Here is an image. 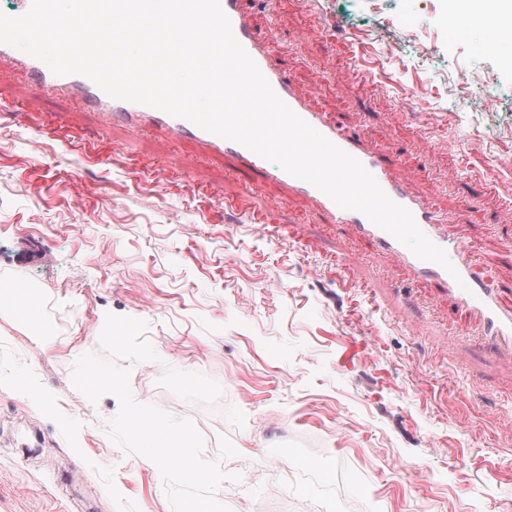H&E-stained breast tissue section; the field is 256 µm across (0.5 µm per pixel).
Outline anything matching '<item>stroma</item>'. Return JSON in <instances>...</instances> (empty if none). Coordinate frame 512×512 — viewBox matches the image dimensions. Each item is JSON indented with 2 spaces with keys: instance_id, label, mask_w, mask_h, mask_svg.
<instances>
[{
  "instance_id": "35a3bbf8",
  "label": "stroma",
  "mask_w": 512,
  "mask_h": 512,
  "mask_svg": "<svg viewBox=\"0 0 512 512\" xmlns=\"http://www.w3.org/2000/svg\"><path fill=\"white\" fill-rule=\"evenodd\" d=\"M241 6L310 109L450 215L449 252L466 245L512 308V58L481 15L457 31L460 0ZM277 168L246 207L291 236L225 209L251 181L228 157L0 68V284L39 300L0 305V512H172L156 465L105 432L117 397L72 384L110 314L144 320L159 356L131 363L135 399L190 419L202 458L240 475L214 492L229 512H512V353Z\"/></svg>"
}]
</instances>
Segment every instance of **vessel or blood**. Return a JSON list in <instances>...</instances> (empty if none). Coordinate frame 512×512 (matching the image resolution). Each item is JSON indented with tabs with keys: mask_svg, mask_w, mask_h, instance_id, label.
<instances>
[{
	"mask_svg": "<svg viewBox=\"0 0 512 512\" xmlns=\"http://www.w3.org/2000/svg\"><path fill=\"white\" fill-rule=\"evenodd\" d=\"M221 6L230 20L234 36L280 99L331 143L356 158L373 175L390 199L412 213L420 230L431 241L439 247H447V216L431 211L394 178L387 155L377 152L363 140L327 120L324 115L309 109L291 88L265 48L253 37L247 18L241 11L240 0H221ZM9 57L15 58L17 65L25 70L36 91L72 98L96 108L105 118H115L130 124H144L176 140L194 138L210 150L231 158L235 167L253 176L262 177L267 173L266 159L241 144L210 133L186 119L147 105L112 98L84 76L56 75L38 59L27 54L13 57L9 47L1 45L0 61ZM277 176L299 195L313 200L331 223L354 225L360 234L375 244L380 253L397 257L417 276L433 280L441 293L454 296L462 307L479 319L488 340L512 349V309L503 308L499 303L498 292L489 288L475 275L465 252H458L454 268L450 271L437 263L421 260L412 252L404 250L402 243L375 225L363 213L340 208L314 185L285 170H278Z\"/></svg>",
	"mask_w": 512,
	"mask_h": 512,
	"instance_id": "obj_1",
	"label": "vessel or blood"
}]
</instances>
